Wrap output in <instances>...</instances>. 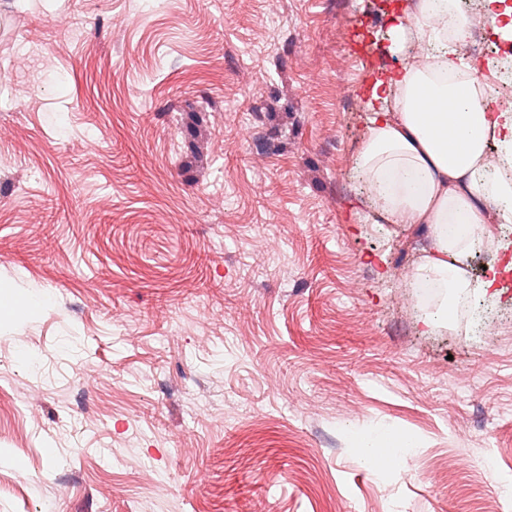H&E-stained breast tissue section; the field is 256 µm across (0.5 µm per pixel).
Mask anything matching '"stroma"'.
<instances>
[{
  "mask_svg": "<svg viewBox=\"0 0 512 512\" xmlns=\"http://www.w3.org/2000/svg\"><path fill=\"white\" fill-rule=\"evenodd\" d=\"M409 3L0 0V512H512V301L355 170Z\"/></svg>",
  "mask_w": 512,
  "mask_h": 512,
  "instance_id": "35a3bbf8",
  "label": "stroma"
}]
</instances>
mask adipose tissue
Segmentation results:
<instances>
[{
    "instance_id": "adipose-tissue-1",
    "label": "adipose tissue",
    "mask_w": 512,
    "mask_h": 512,
    "mask_svg": "<svg viewBox=\"0 0 512 512\" xmlns=\"http://www.w3.org/2000/svg\"><path fill=\"white\" fill-rule=\"evenodd\" d=\"M456 0H432L417 39L434 46L425 68L374 78L371 114L355 167L390 224L428 225L436 242L414 276L418 288H444L443 306L471 288L468 259L490 238V214L512 221V182L486 171L488 140L512 157V105L493 97L476 66L449 43H464L469 19Z\"/></svg>"
}]
</instances>
